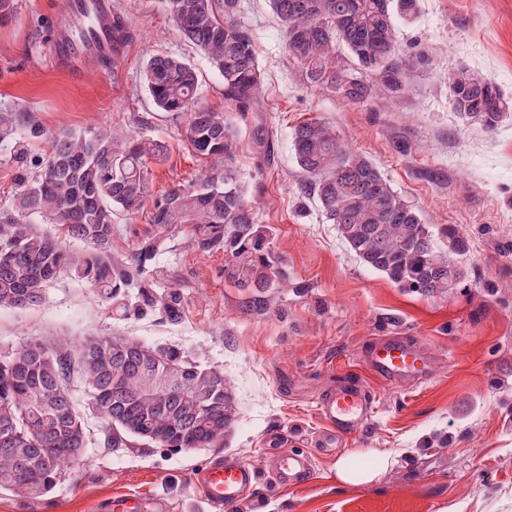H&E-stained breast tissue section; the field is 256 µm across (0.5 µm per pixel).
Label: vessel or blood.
<instances>
[{
	"mask_svg": "<svg viewBox=\"0 0 512 512\" xmlns=\"http://www.w3.org/2000/svg\"><path fill=\"white\" fill-rule=\"evenodd\" d=\"M71 16L92 15L94 35L80 40L69 35L67 28L55 27L51 50L67 58L82 55H111L112 0H70ZM431 357L424 350L400 336H382L371 343L364 355L369 373L383 385H411L425 380ZM317 410L326 425L319 438L322 451L331 452L347 444L374 417L376 404L369 387L358 380H347L327 392L318 402ZM313 471L310 456L303 451L280 457L277 477L288 484L308 480ZM258 480L256 469L235 458H221L207 465L198 474L196 483L202 496L218 512H231Z\"/></svg>",
	"mask_w": 512,
	"mask_h": 512,
	"instance_id": "obj_1",
	"label": "vessel or blood"
}]
</instances>
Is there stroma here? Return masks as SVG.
<instances>
[{"label":"stroma","mask_w":512,"mask_h":512,"mask_svg":"<svg viewBox=\"0 0 512 512\" xmlns=\"http://www.w3.org/2000/svg\"><path fill=\"white\" fill-rule=\"evenodd\" d=\"M64 0H22L18 19L0 26V108L29 113L39 134L29 158L47 159L67 130L111 127L164 141L152 164L154 192L190 186L207 163L180 141L184 116L157 111L140 78L157 52L189 61L200 100L224 108V81L178 33L166 0H112L130 37L116 69L90 58L52 57L50 34ZM241 19L259 53L257 112H236L235 166L258 223L272 227L271 250L285 278L263 292L224 277V254L202 253L175 233L150 264L159 289L178 290L182 315L121 318L84 281L62 275L34 307L0 308V352L29 339L83 344L92 336L168 344L223 372L235 421L210 448L170 450L142 442L107 444L103 419L86 413L90 441L80 463L39 500L0 493V512H106L131 500L143 512H215L197 473L232 456L259 480L234 512H512V125L488 131L461 118L449 75L467 68L512 97V0H420L412 23L397 26L407 74L404 96L388 106L346 104L308 85L287 56L268 0H241ZM336 127L433 227L454 226L468 243L463 278L427 295L366 267L308 190L291 146L307 120ZM265 140L256 143L255 130ZM150 207L114 219L112 256H127L150 229ZM381 336H402L433 359L415 385H375L377 413L308 482L274 480L277 437L284 451L313 447L323 424L317 401L338 381L363 380L362 359ZM374 470L360 485L341 483L339 460Z\"/></svg>","instance_id":"1"}]
</instances>
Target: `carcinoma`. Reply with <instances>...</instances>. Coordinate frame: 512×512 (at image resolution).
Masks as SVG:
<instances>
[{
  "mask_svg": "<svg viewBox=\"0 0 512 512\" xmlns=\"http://www.w3.org/2000/svg\"><path fill=\"white\" fill-rule=\"evenodd\" d=\"M285 49L306 80L351 105L382 92L407 90L399 64L398 20L413 21L418 0H270ZM180 35L224 80V100L239 112L258 105L260 65L240 20L241 0H169ZM353 64L340 62V51ZM454 109L493 130L511 105L492 81L460 69L448 77ZM143 83L161 112H185L181 141L209 166L193 190L179 186L153 202L151 230L126 261L112 260L113 217L138 212L150 197L149 164L167 153L159 140L126 136L110 128L63 131L49 156L22 181L12 207L0 213V307L41 302L45 285L63 273L85 281L122 315L163 310L177 320L181 298L158 292L143 277L147 264L179 229H188L200 252L224 251V277L240 288H269L276 268L268 250L272 231L257 223L235 162L237 132L228 113L199 103L198 75L181 57L149 56ZM34 124L26 113L0 111V143L24 154L21 134ZM296 162L325 220L368 268L402 288L425 294L460 282L467 245L451 227L436 231L393 190L367 158L343 145L322 121L291 133ZM38 216L55 225L45 234L24 222ZM447 242V250L438 246ZM88 246L82 253L68 244ZM138 289L135 305L125 289ZM78 375L84 401L68 381ZM173 378L180 385L165 383ZM100 414L110 444L132 440L158 448H209L224 438L235 418L224 373L168 345L132 338L93 337L78 348L29 340L0 357V492L36 500L55 485L65 465L79 460L89 441L84 412Z\"/></svg>",
  "mask_w": 512,
  "mask_h": 512,
  "instance_id": "obj_1",
  "label": "carcinoma"
}]
</instances>
